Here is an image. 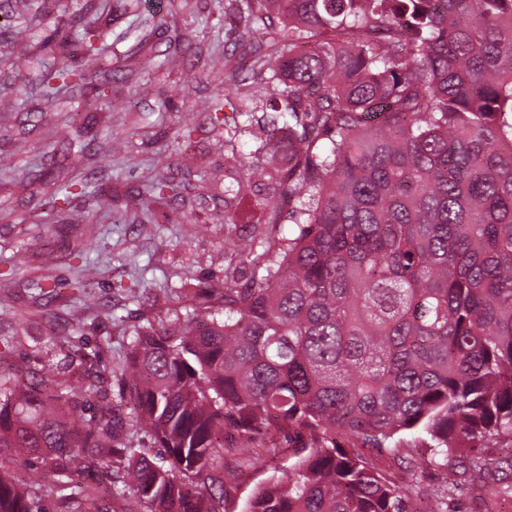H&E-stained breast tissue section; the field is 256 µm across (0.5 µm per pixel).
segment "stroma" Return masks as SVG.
I'll return each mask as SVG.
<instances>
[{"label":"stroma","mask_w":512,"mask_h":512,"mask_svg":"<svg viewBox=\"0 0 512 512\" xmlns=\"http://www.w3.org/2000/svg\"><path fill=\"white\" fill-rule=\"evenodd\" d=\"M0 0V41L14 25L53 37L55 61L83 70L80 84L48 100L40 94L36 48H15L0 60V366L35 367L63 380V358L85 355L87 368L110 376L108 399L130 398L122 362L147 319L182 311L190 288L224 275V239L256 221L253 201L239 206L232 225L219 223L223 197L209 185L224 179V129L212 123L211 102L221 92L268 105L271 88L252 76L256 38L235 34L224 0ZM97 19L106 49L84 62L72 36L79 22ZM194 122L186 134V122ZM81 154L77 165L68 158ZM60 182H82V194L53 202L46 171ZM179 187L167 212L210 220L160 224L129 199L151 178ZM112 191V209L92 199ZM89 249L96 283L92 301L39 298L36 287L79 276L76 246ZM139 300H131L129 290ZM77 335H70L71 325ZM287 454L261 443L224 456L223 512H242L250 492L268 477L286 476ZM443 512H486L478 493L448 500L439 465L422 478Z\"/></svg>","instance_id":"obj_1"}]
</instances>
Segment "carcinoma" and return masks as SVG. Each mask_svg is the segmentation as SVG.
Masks as SVG:
<instances>
[{
  "label": "carcinoma",
  "mask_w": 512,
  "mask_h": 512,
  "mask_svg": "<svg viewBox=\"0 0 512 512\" xmlns=\"http://www.w3.org/2000/svg\"><path fill=\"white\" fill-rule=\"evenodd\" d=\"M266 51L253 70L280 105L224 123V223L264 210L230 242L224 278L191 308L134 337L123 363L135 415L162 463L116 447L107 380L73 415L74 390L0 371V512H221L224 453L295 435L286 480L256 486L243 512H433L403 434L444 471L512 495V0H225ZM82 80L49 70L45 96ZM254 149L243 154L242 137ZM272 187L280 197L264 190ZM157 178L138 195L163 204ZM294 228L272 250L268 224ZM252 274L240 282V269ZM347 444H341V441ZM406 459L397 482L363 449ZM119 458L86 482L94 459Z\"/></svg>",
  "instance_id": "cac0c4a2"
}]
</instances>
